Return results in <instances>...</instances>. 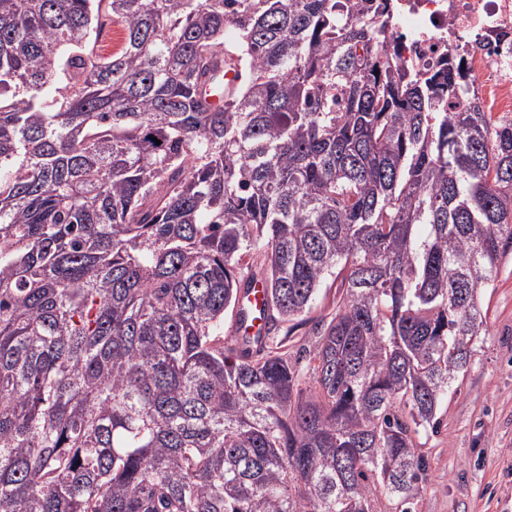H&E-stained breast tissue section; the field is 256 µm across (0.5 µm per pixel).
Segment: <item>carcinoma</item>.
<instances>
[{"mask_svg": "<svg viewBox=\"0 0 512 512\" xmlns=\"http://www.w3.org/2000/svg\"><path fill=\"white\" fill-rule=\"evenodd\" d=\"M345 8L0 0V512H412L512 253V118ZM329 275L305 381L270 335ZM244 280L274 315L226 347Z\"/></svg>", "mask_w": 512, "mask_h": 512, "instance_id": "cac0c4a2", "label": "carcinoma"}]
</instances>
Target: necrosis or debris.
Instances as JSON below:
<instances>
[{
  "label": "necrosis or debris",
  "instance_id": "1",
  "mask_svg": "<svg viewBox=\"0 0 512 512\" xmlns=\"http://www.w3.org/2000/svg\"><path fill=\"white\" fill-rule=\"evenodd\" d=\"M384 5L389 33L407 71L436 81L463 60L467 78L450 112L479 101L483 111L512 115V0H363Z\"/></svg>",
  "mask_w": 512,
  "mask_h": 512
}]
</instances>
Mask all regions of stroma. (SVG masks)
<instances>
[{"label": "stroma", "instance_id": "obj_1", "mask_svg": "<svg viewBox=\"0 0 512 512\" xmlns=\"http://www.w3.org/2000/svg\"><path fill=\"white\" fill-rule=\"evenodd\" d=\"M341 294L339 281L327 278L305 320L278 327L289 352L310 347L315 322ZM482 300L487 332L440 407L438 432L417 438L428 477L416 512H512V256Z\"/></svg>", "mask_w": 512, "mask_h": 512}]
</instances>
